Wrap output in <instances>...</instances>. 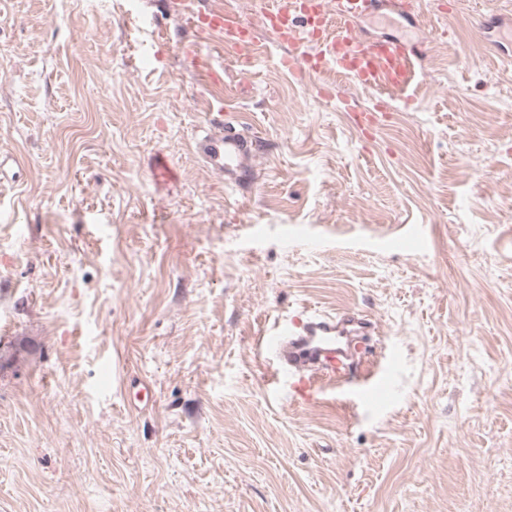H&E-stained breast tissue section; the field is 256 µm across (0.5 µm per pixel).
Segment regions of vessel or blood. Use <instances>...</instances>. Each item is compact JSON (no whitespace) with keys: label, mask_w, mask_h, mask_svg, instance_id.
<instances>
[{"label":"vessel or blood","mask_w":512,"mask_h":512,"mask_svg":"<svg viewBox=\"0 0 512 512\" xmlns=\"http://www.w3.org/2000/svg\"><path fill=\"white\" fill-rule=\"evenodd\" d=\"M258 6L272 35L294 47L289 70L314 75L332 68L367 88L391 85L404 93L422 73L419 44L362 37L353 29L356 21L388 7L416 20L412 0H258ZM188 20L204 33L219 35L225 48L237 53L242 71L252 68L249 23L221 9L192 12ZM237 126V121H225L223 135L206 146L213 167L223 171L225 186L235 192L250 190L258 180L256 141L244 137ZM366 327L364 319L351 313L313 312L294 320L271 352L283 374L294 376V392L308 397L316 382L335 377L337 364L352 360L350 339L363 335Z\"/></svg>","instance_id":"vessel-or-blood-1"}]
</instances>
